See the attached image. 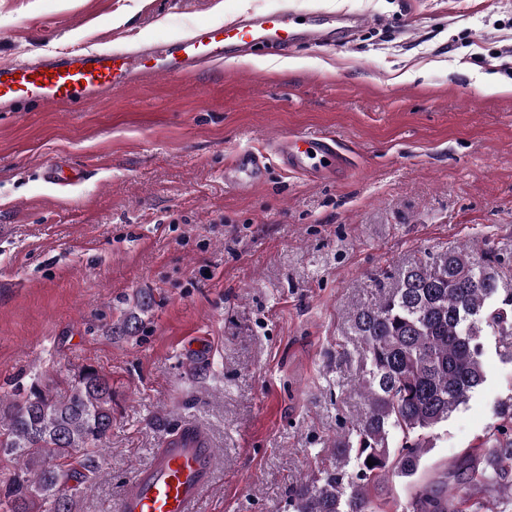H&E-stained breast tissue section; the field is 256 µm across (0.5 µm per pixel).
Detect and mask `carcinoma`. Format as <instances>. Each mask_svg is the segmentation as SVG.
Listing matches in <instances>:
<instances>
[{
	"instance_id": "cac0c4a2",
	"label": "carcinoma",
	"mask_w": 512,
	"mask_h": 512,
	"mask_svg": "<svg viewBox=\"0 0 512 512\" xmlns=\"http://www.w3.org/2000/svg\"><path fill=\"white\" fill-rule=\"evenodd\" d=\"M501 281L497 268L465 248L427 253L375 278L376 297L351 315L365 363L356 383L365 408L336 439L331 465L290 491L293 512H374L370 485L390 472L418 473L419 433L448 421L485 382L484 338H512V289ZM498 413L488 448L470 457L471 479L512 480V396ZM111 431L112 383L93 368L82 369L63 398L35 386L1 396L0 455L20 468L0 485V512H76L80 486L98 473ZM463 494L456 486L440 496L422 488L413 512H458Z\"/></svg>"
}]
</instances>
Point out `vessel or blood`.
<instances>
[{"label": "vessel or blood", "mask_w": 512, "mask_h": 512, "mask_svg": "<svg viewBox=\"0 0 512 512\" xmlns=\"http://www.w3.org/2000/svg\"><path fill=\"white\" fill-rule=\"evenodd\" d=\"M362 22L357 14L289 9L254 10L230 20L197 27L163 44L75 53L50 61L0 65V112L23 101L80 110L89 100L123 91L146 78L187 77L200 65L217 63L242 48L278 54L301 44L343 39ZM284 166L311 171L315 157H332L331 138L286 135L276 142ZM264 163L249 151L239 153L224 169V183L234 190L260 184ZM215 450L207 432L186 424L165 439L148 467L129 480L114 512H197L212 483Z\"/></svg>", "instance_id": "b4317fda"}]
</instances>
